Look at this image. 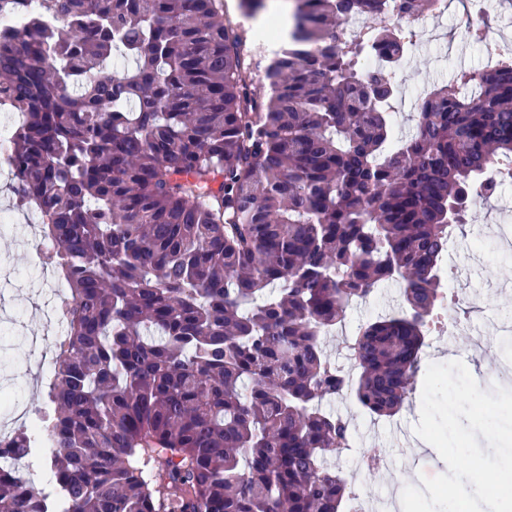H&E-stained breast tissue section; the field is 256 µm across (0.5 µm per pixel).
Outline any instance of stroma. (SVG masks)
Here are the masks:
<instances>
[{
	"mask_svg": "<svg viewBox=\"0 0 512 512\" xmlns=\"http://www.w3.org/2000/svg\"><path fill=\"white\" fill-rule=\"evenodd\" d=\"M444 13L427 17L428 30L405 55L404 85L414 90L450 83L463 68L480 69L496 61L498 53L512 50V0H447ZM499 30L496 43L483 46L470 41L465 20ZM468 224L455 230L442 263L445 285L462 294L459 302L448 304V327L429 333L422 362L430 364L451 353L465 365H478L491 373L498 363L512 362V342L475 355L470 351L471 335L481 331L494 335L501 324H512V254L499 248L489 236L491 226L512 225V179L499 185L489 199L473 201ZM13 212V223L0 228V278L9 277L12 286L0 293V419L9 417L14 406L37 410L36 395L41 374L27 367L33 340L52 335L50 294L42 287L43 272L30 258L28 216L14 212L11 194L0 176V211ZM402 286L384 284L365 302L350 306L345 320L326 341L333 362L349 366L345 347L368 321L398 312ZM421 391H414L403 410L394 417H371L354 401L343 398L331 403L336 414L347 419L356 449L377 451L388 459L386 471L356 470L350 452L331 458L347 480L353 481L364 497L379 500L389 486L418 484L420 475L445 473L446 463L414 432L420 420Z\"/></svg>",
	"mask_w": 512,
	"mask_h": 512,
	"instance_id": "obj_1",
	"label": "stroma"
}]
</instances>
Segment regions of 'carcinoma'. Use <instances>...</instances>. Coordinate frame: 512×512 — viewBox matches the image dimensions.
<instances>
[{"label":"carcinoma","instance_id":"1","mask_svg":"<svg viewBox=\"0 0 512 512\" xmlns=\"http://www.w3.org/2000/svg\"><path fill=\"white\" fill-rule=\"evenodd\" d=\"M438 2L296 0L266 99L225 0H42L53 25L0 36L9 190L68 320L44 427L0 444L50 478L0 468L3 512H346L327 459L351 426L324 405L402 410L451 232L512 165V54L435 86L391 145L395 65ZM389 281L401 310L335 367L328 334Z\"/></svg>","mask_w":512,"mask_h":512}]
</instances>
